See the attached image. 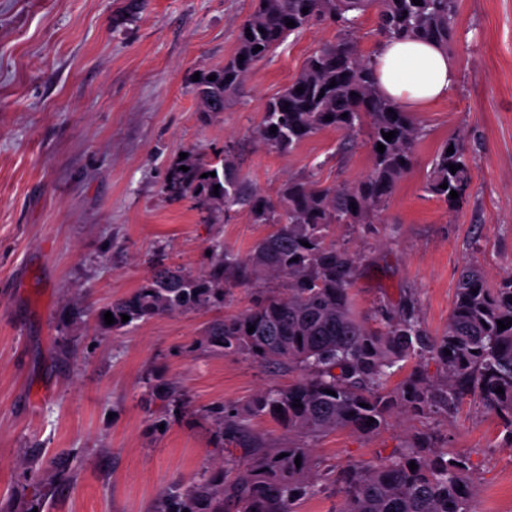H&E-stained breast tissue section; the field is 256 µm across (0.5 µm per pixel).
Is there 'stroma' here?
Returning a JSON list of instances; mask_svg holds the SVG:
<instances>
[{
	"mask_svg": "<svg viewBox=\"0 0 512 512\" xmlns=\"http://www.w3.org/2000/svg\"><path fill=\"white\" fill-rule=\"evenodd\" d=\"M256 0H0V512H156L164 494L212 477L228 450L218 418L295 373L222 354L205 325L249 308L255 287L223 303L115 330L97 311L156 267L198 275L214 243L247 254L270 232L244 209L212 223L202 202L166 188L181 154L232 149L248 185L277 199L288 178L355 183L371 168L367 132L325 130L292 152L255 134L266 101L337 29L290 36L260 62L223 112H202L195 73L235 51ZM457 80L415 118L424 127L381 223L337 224L357 257L356 312L414 294L423 326L444 335L463 266L488 286L512 273V0H458L447 48ZM451 139L471 163L459 209L426 192ZM84 307L66 318L72 305ZM177 406L151 398L156 378ZM467 458L475 512H512V448L500 419L464 400L454 414L397 413L379 432L312 441L319 491L295 512H338L346 465L373 464L415 435Z\"/></svg>",
	"mask_w": 512,
	"mask_h": 512,
	"instance_id": "35a3bbf8",
	"label": "stroma"
}]
</instances>
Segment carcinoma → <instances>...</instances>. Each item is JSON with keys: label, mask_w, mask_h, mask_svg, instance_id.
<instances>
[{"label": "carcinoma", "mask_w": 512, "mask_h": 512, "mask_svg": "<svg viewBox=\"0 0 512 512\" xmlns=\"http://www.w3.org/2000/svg\"><path fill=\"white\" fill-rule=\"evenodd\" d=\"M370 9L384 39L423 38L445 49L455 36L457 0H422L418 5L412 0H258L238 30L233 56L196 82L202 111L222 112L224 101L277 45L316 20L330 21L338 28L336 41L319 46L288 87L265 103L256 134L266 146L289 152L323 130L350 136L367 121L372 164L365 177L338 186L290 179L275 204L244 185L231 152H225L219 167L202 156H188L173 169L169 190L201 201L213 213L247 207L254 221L272 225V232L245 257L215 245L217 262L204 275L159 269L130 296L97 313L103 324L104 314L111 312L112 327L122 329L136 321L205 309L224 299L230 281L253 285L274 277L281 282L243 314L212 321L205 339L224 353L295 370L298 379L286 387L270 386L246 404L225 409L220 419L225 447L241 450L228 460L233 479L212 477L171 492L158 512H224L226 498L238 504L239 512H293L295 501L317 491L311 440L340 429L373 434L395 411L436 408L451 414L472 397L500 418L512 445V275L488 288L478 269L464 268L442 336L428 334L411 297L396 311L377 310L378 326L372 328L356 314L350 297L356 257L327 240L333 224L381 222V212L408 172L424 132L412 114L379 91L371 57L359 50L356 25ZM289 20L295 26H286ZM257 46L261 50L252 52ZM212 75L215 80H208ZM298 87L303 93L296 92ZM352 92L356 96H350ZM327 116L332 120H325ZM272 127L276 132H270ZM390 131L395 135L387 141L383 134ZM380 144L385 146L382 153L377 151ZM450 146L452 154L447 153ZM451 164L458 166L454 174ZM183 166L188 171L181 170ZM211 172L216 176H209ZM204 173L208 177H202ZM470 181V160L458 139L437 154L426 189L457 207ZM443 183L447 188H440ZM453 190L456 199L450 198ZM305 242L309 246H303ZM474 289L478 293H472ZM123 314L130 316L125 323ZM499 320L508 328L498 330ZM251 326L255 330L250 334ZM423 359L441 366L443 382L431 379ZM412 360L409 374L389 387L397 363ZM498 387L504 393H496ZM329 390L335 395L327 394ZM151 393L183 402L179 387L167 380H156ZM263 415L281 421L304 441L290 442L286 448L265 447L250 428L252 419ZM371 418L374 422L366 425ZM336 482L343 493L339 512H473L476 495V478L466 459L437 451L428 433L378 464L345 466Z\"/></svg>", "instance_id": "1"}]
</instances>
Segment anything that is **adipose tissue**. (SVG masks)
Segmentation results:
<instances>
[{"mask_svg":"<svg viewBox=\"0 0 512 512\" xmlns=\"http://www.w3.org/2000/svg\"><path fill=\"white\" fill-rule=\"evenodd\" d=\"M382 94L406 111H424L445 97L457 79L454 63L434 43L418 39L381 41L372 57Z\"/></svg>","mask_w":512,"mask_h":512,"instance_id":"adipose-tissue-1","label":"adipose tissue"}]
</instances>
